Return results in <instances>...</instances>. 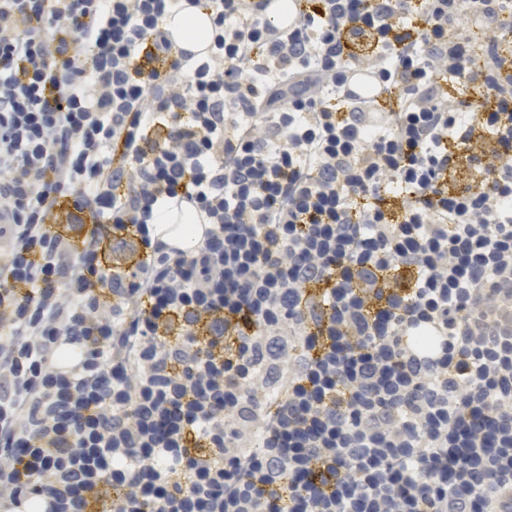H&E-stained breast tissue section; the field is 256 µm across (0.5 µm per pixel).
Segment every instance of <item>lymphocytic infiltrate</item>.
I'll return each mask as SVG.
<instances>
[{
	"label": "lymphocytic infiltrate",
	"instance_id": "f902f5d3",
	"mask_svg": "<svg viewBox=\"0 0 512 512\" xmlns=\"http://www.w3.org/2000/svg\"><path fill=\"white\" fill-rule=\"evenodd\" d=\"M195 2L0 0V512H512V0ZM263 14L277 32L294 29L298 24L300 0H289L288 9L285 0H263ZM175 24L181 29L183 36L190 40L205 37L209 29V24L204 27L200 23L198 12L192 9H186L176 16ZM382 86L376 71L353 67L345 72L344 95L352 102L378 99ZM194 206V197L189 194H183L174 199L172 203V220L169 224H160L158 233L167 243L171 253L179 254L187 252L205 241L212 233V226L209 218L203 213H196L197 227L195 237L189 240L181 232V222L183 217L192 211Z\"/></svg>",
	"mask_w": 512,
	"mask_h": 512
}]
</instances>
